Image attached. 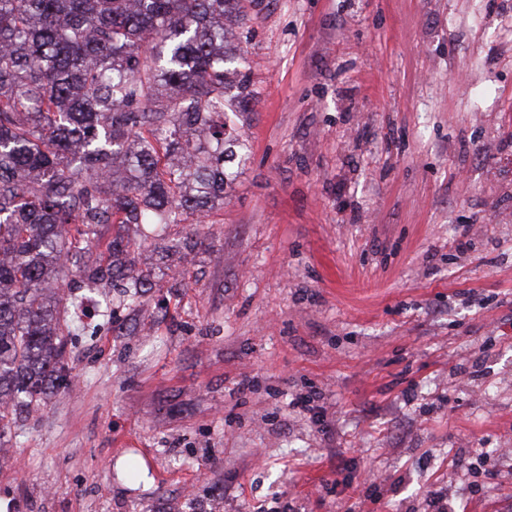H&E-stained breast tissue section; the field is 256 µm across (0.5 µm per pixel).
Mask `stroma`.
I'll return each instance as SVG.
<instances>
[{
  "label": "stroma",
  "instance_id": "obj_1",
  "mask_svg": "<svg viewBox=\"0 0 512 512\" xmlns=\"http://www.w3.org/2000/svg\"><path fill=\"white\" fill-rule=\"evenodd\" d=\"M240 7L248 159L190 256L101 225L157 286L69 308L0 512H512V0Z\"/></svg>",
  "mask_w": 512,
  "mask_h": 512
}]
</instances>
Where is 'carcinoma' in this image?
Instances as JSON below:
<instances>
[{
  "label": "carcinoma",
  "mask_w": 512,
  "mask_h": 512,
  "mask_svg": "<svg viewBox=\"0 0 512 512\" xmlns=\"http://www.w3.org/2000/svg\"><path fill=\"white\" fill-rule=\"evenodd\" d=\"M240 24L238 0H0V447L67 385L65 288L135 305L157 287L120 233L80 263L99 227L200 224L224 202L248 159L224 112L251 96Z\"/></svg>",
  "instance_id": "cac0c4a2"
}]
</instances>
